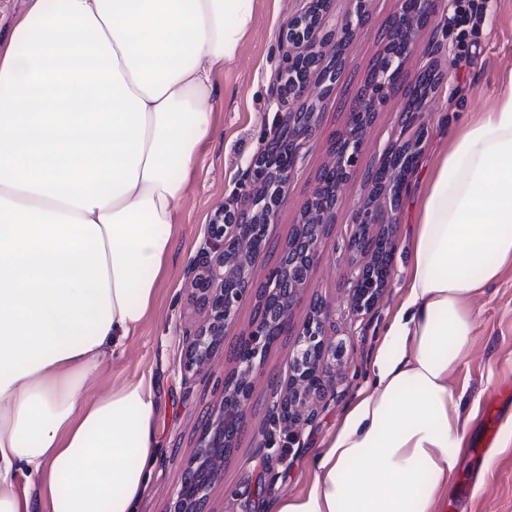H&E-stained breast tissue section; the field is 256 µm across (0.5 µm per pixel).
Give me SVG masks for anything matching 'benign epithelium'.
Instances as JSON below:
<instances>
[{"instance_id": "7a95c632", "label": "benign epithelium", "mask_w": 512, "mask_h": 512, "mask_svg": "<svg viewBox=\"0 0 512 512\" xmlns=\"http://www.w3.org/2000/svg\"><path fill=\"white\" fill-rule=\"evenodd\" d=\"M305 2V8L288 20L281 35L288 45L276 77L275 92L282 102L304 97L315 75L322 84L335 82L336 70L319 67L320 61L329 56L336 63L342 62L345 45L363 32L368 16L369 0H353L354 11L341 19L331 13L332 0ZM430 7L429 0H421L420 12L415 13L407 8V0H401L387 31L383 55L361 93L359 111L350 113L349 125L355 132L347 131L333 141L318 188L301 206L294 234L281 248L279 262L270 268L260 287H250L254 261L260 250L273 247V241L266 237L262 246L256 247L251 225L266 229L274 222L288 192L299 151L312 136L314 112H286L279 116L247 167L246 206H224L209 225L206 246L198 251L190 267L197 318L193 332L185 337L184 374L189 378L197 375L224 346V327L241 305L253 302L255 315L236 346V366L224 377V413L206 424L171 512H206L208 490L221 477L238 427L253 407L257 363L280 336L289 333L292 308L306 290L322 239L335 223L337 191L357 166L365 127L389 103L399 75L415 54L419 31L430 20ZM424 135L421 130L413 139L392 143L379 167L367 171V180L373 183L380 170L411 153L419 154ZM354 223L358 233L347 242L345 254L351 265L359 267L350 304L352 314L359 316L376 306L383 291L369 275L372 248L368 233L377 228L385 239L393 238L398 223L395 200L382 193L372 195L356 211ZM328 326V310L319 306L294 330L288 384L275 388L267 399L272 430L262 434L260 447L270 453L263 456L258 471L243 478L242 489L235 492L249 502L260 496L269 458L285 459V445L277 444L276 434L294 442L300 424L306 422L302 408L308 398L325 391L332 373L343 364L342 346L331 340Z\"/></svg>"}]
</instances>
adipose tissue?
<instances>
[{
	"instance_id": "1",
	"label": "adipose tissue",
	"mask_w": 512,
	"mask_h": 512,
	"mask_svg": "<svg viewBox=\"0 0 512 512\" xmlns=\"http://www.w3.org/2000/svg\"><path fill=\"white\" fill-rule=\"evenodd\" d=\"M255 3L27 0L0 36V512H136L148 493L152 382L87 387L152 307ZM418 199L372 379L265 512H435L448 493L465 432L448 375L512 265V84Z\"/></svg>"
}]
</instances>
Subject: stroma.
I'll list each match as a JSON object with an SVG mask.
<instances>
[{
  "label": "stroma",
  "mask_w": 512,
  "mask_h": 512,
  "mask_svg": "<svg viewBox=\"0 0 512 512\" xmlns=\"http://www.w3.org/2000/svg\"><path fill=\"white\" fill-rule=\"evenodd\" d=\"M475 3L479 19L463 23L455 16L457 0H437L431 21L421 32L416 56L397 81L390 105L369 125L357 169L339 193L335 223L322 240L292 319L302 323L311 302L325 304L333 339L346 343V362L336 371L334 392L315 403L314 419L300 429L285 463L274 467L261 502L299 492L307 485L313 457L368 380L374 349L401 299L418 201L412 187L426 182L438 151L455 131L495 107L501 84L512 72V0ZM302 6V0H257L251 31L236 60L216 77L214 137L199 152L194 176L178 203V222L172 227L175 252L159 281L151 312L125 340L108 371L88 388L95 394L125 378L146 374L158 392L159 448L151 490L139 502L137 512H168L198 446L203 420L217 417L223 409L224 377L234 368L228 348L247 332L254 317L253 304L244 305L224 330L225 349L215 354L200 375L185 378L181 368L184 335L195 321L188 305L190 264L205 242L215 212L240 199L243 174L279 110L295 112L302 107L292 100L279 106L271 93L282 59L280 32ZM396 9L397 0H371L363 33L343 51V72L333 91L325 97L312 91L309 101L315 108L316 127L300 152L288 195L269 228L273 241L286 243L294 233L299 210L317 188L329 159L331 142L346 131L351 106L384 49V35ZM428 62L435 65L436 89L420 118L425 129L423 151L398 196V226L386 286L377 306L354 318L348 314L352 270L344 246L356 232V210L372 192L365 173L378 167L387 142L402 131L407 89L419 67ZM474 309L470 356L449 375L451 384L465 392L460 412L466 428L457 469L437 512H512V442L498 439L486 454L477 451L491 396L512 390V265L475 300ZM292 345V336L280 337L254 378L256 405L224 462L222 480L209 491V512H242L244 508L234 490L244 474L261 463L257 445L266 424L262 403L278 382L286 380ZM488 458L493 461L489 467L484 464Z\"/></svg>",
  "instance_id": "stroma-1"
}]
</instances>
